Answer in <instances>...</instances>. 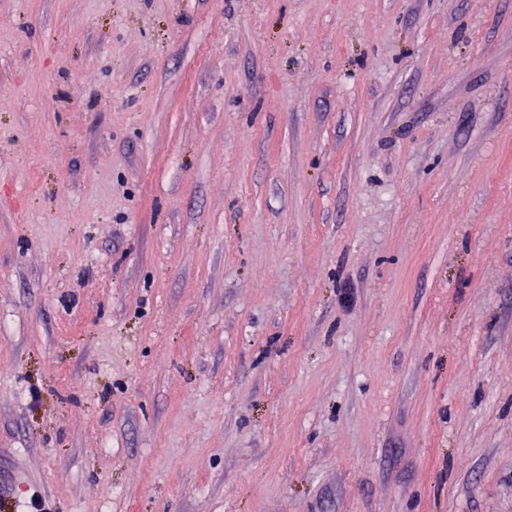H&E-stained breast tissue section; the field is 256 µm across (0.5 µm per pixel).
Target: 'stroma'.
Segmentation results:
<instances>
[{
	"instance_id": "obj_1",
	"label": "stroma",
	"mask_w": 512,
	"mask_h": 512,
	"mask_svg": "<svg viewBox=\"0 0 512 512\" xmlns=\"http://www.w3.org/2000/svg\"><path fill=\"white\" fill-rule=\"evenodd\" d=\"M0 100L18 512H512V0H0Z\"/></svg>"
}]
</instances>
